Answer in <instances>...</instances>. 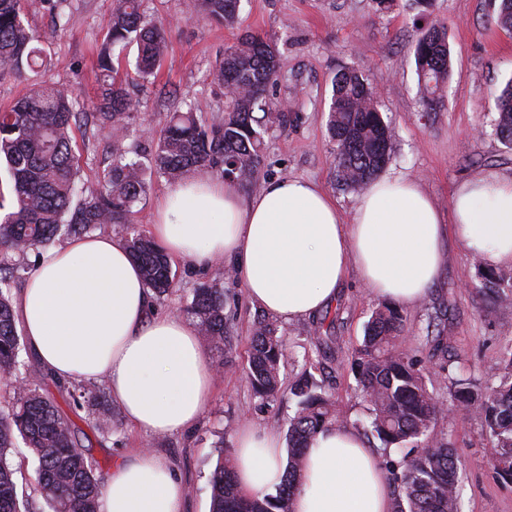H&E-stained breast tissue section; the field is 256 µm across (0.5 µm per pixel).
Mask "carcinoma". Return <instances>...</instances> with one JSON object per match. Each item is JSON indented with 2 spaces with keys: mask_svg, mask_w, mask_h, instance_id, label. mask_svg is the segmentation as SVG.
<instances>
[{
  "mask_svg": "<svg viewBox=\"0 0 512 512\" xmlns=\"http://www.w3.org/2000/svg\"><path fill=\"white\" fill-rule=\"evenodd\" d=\"M71 0H43L56 28L69 22ZM142 0H113L106 42L98 53V93L79 105L69 88L35 83L29 92L0 110V162L10 178V207L0 196V377L7 380L21 351L11 292L17 258L38 251L61 237H79L116 227L139 263L145 284L158 298L173 287L172 263L157 243L136 224L137 207L146 195L145 171L179 180L188 172L218 174L244 184L258 176L264 162L266 124L255 116L266 111V93L278 83L283 60L274 45L250 33L224 53L211 72L224 88V104L183 103L155 133L140 130L151 146L149 164L138 146H127L135 104L129 87L157 74L168 43L167 30L141 11ZM238 0H187L189 14L204 13L226 26L237 23ZM24 0H0V78L26 77L47 68L41 37L24 23ZM138 46L134 70L118 77L121 54ZM414 58L426 109L451 77V54L445 25L419 30ZM496 134L512 149V82L498 98ZM84 130L105 141L109 164L103 179L85 183L74 145V131ZM327 129L336 142L334 166L341 186L358 190L381 172L394 152L395 133L378 109L374 88L356 70L333 81ZM224 286L204 283L182 307L214 346L232 353L226 336ZM406 321L395 307L373 310L354 361L358 389L367 404L365 430L381 443L385 470L397 484L393 512H458L456 454L431 440L442 417V403L429 392L421 361L395 347ZM285 345L277 325L260 321L250 339L247 380L253 397L270 404L283 395L294 402L288 420L287 463L276 494L249 496L236 482L235 454L226 451L212 473L211 512H291L300 482L305 449L320 429L337 424L324 388L302 372L282 390L280 369ZM448 379V395L458 406L474 407L491 448L488 462L496 474L512 481V349L504 352L497 384L485 389L454 373L448 359L437 364ZM86 388L81 400L97 407L95 428L112 431V407ZM21 438L37 460L36 480L52 512H98L101 494L93 469L78 447L74 430L55 401L28 388L16 405L0 413V512H21L7 453ZM421 443L414 456L397 464L391 450Z\"/></svg>",
  "mask_w": 512,
  "mask_h": 512,
  "instance_id": "cac0c4a2",
  "label": "carcinoma"
}]
</instances>
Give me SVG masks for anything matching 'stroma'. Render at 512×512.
Returning a JSON list of instances; mask_svg holds the SVG:
<instances>
[{"instance_id":"stroma-1","label":"stroma","mask_w":512,"mask_h":512,"mask_svg":"<svg viewBox=\"0 0 512 512\" xmlns=\"http://www.w3.org/2000/svg\"><path fill=\"white\" fill-rule=\"evenodd\" d=\"M411 2L397 0L387 13L380 11L377 0H240L239 21L231 29L203 14L186 15L185 0H142L145 15L167 28L168 49L157 76L135 91V124L157 130L182 100H222L224 90L212 83L209 74L237 35L249 31L276 44L284 68L278 84L267 92L278 116L267 125L264 166L256 179L238 186L241 197L253 196L269 180L300 177L315 182L336 200L343 217H351L359 194L336 181L332 164L336 145L326 120L334 77L355 69L374 87L379 110L395 132L385 175L418 180L435 205L449 211L453 193L464 179L486 171L512 174V151L494 133L496 101L512 81V33L497 24L500 0H433L424 14ZM111 11L112 0H72L70 20L57 31L41 0H25L28 27L51 38L47 80L67 85L84 103L95 97L96 53ZM436 21L448 29L452 76L436 109L428 112L414 60V25ZM478 265L457 236H450L439 280L423 302L403 310L406 329L398 343L424 360L431 345L428 329L440 330L461 373L489 385L495 381L504 349L512 346V303L477 289ZM173 272L174 288L166 299L153 300L154 311L179 313L200 284L223 282L227 327L235 342L229 367L223 350L209 344L202 347L215 369L216 384L195 426L146 437L130 429L118 409L111 433L102 434L93 426L91 406L70 404L66 386L47 377L42 389L75 430L99 482H106L117 458L137 448L150 449L166 459L183 481V512H210L209 477L221 448L234 447L237 430L246 424L286 433L293 409L284 398L260 404L249 389V339L255 324L267 314L248 297L232 270L216 260L201 273L193 262L182 261L174 263ZM381 303L352 271L335 303L321 315L279 324L287 354L281 368L283 384H291L306 364H313L315 378L332 396L339 424L354 425L365 412L351 362L372 310ZM321 336L327 339L322 347L317 344ZM428 388L448 409L432 439L456 451L459 512H512V482L502 480L487 461L478 413L451 402L443 375L430 374ZM7 458L15 471L23 512H49L35 480L31 452L20 443Z\"/></svg>"}]
</instances>
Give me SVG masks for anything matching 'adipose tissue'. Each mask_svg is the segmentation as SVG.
Listing matches in <instances>:
<instances>
[{"label": "adipose tissue", "mask_w": 512, "mask_h": 512, "mask_svg": "<svg viewBox=\"0 0 512 512\" xmlns=\"http://www.w3.org/2000/svg\"><path fill=\"white\" fill-rule=\"evenodd\" d=\"M490 268L512 267V175L486 172L462 183L441 214L417 181L370 182L351 221L319 186L299 177L266 182L241 199L219 179L188 175L154 212L153 239L170 259L230 262L251 299L291 321L332 303L349 269L377 297L412 305L439 279L447 227ZM151 292L121 239L96 232L42 255L16 313L44 371L61 381L106 380L127 419L147 434L195 425L213 369L196 324L150 314ZM236 476L263 494L283 475L275 430L236 435ZM185 489L161 456L140 451L117 462L101 512H182ZM293 512H391L375 456L350 427L319 431L304 457Z\"/></svg>", "instance_id": "adipose-tissue-1"}]
</instances>
